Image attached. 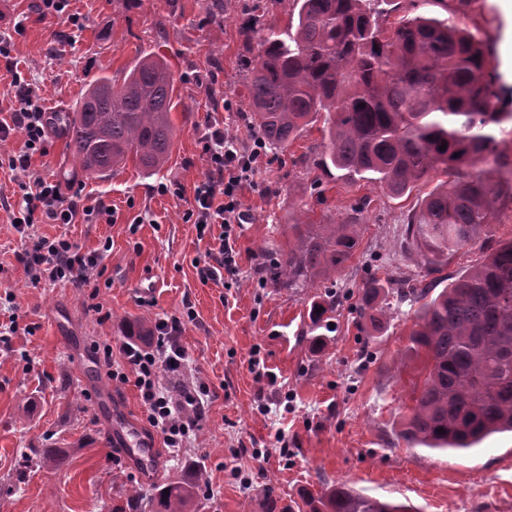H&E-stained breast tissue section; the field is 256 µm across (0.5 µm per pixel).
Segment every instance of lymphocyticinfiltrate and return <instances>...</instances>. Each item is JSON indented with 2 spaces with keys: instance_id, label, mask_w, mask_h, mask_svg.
Listing matches in <instances>:
<instances>
[{
  "instance_id": "obj_1",
  "label": "lymphocytic infiltrate",
  "mask_w": 512,
  "mask_h": 512,
  "mask_svg": "<svg viewBox=\"0 0 512 512\" xmlns=\"http://www.w3.org/2000/svg\"><path fill=\"white\" fill-rule=\"evenodd\" d=\"M11 34L0 33V58L12 74L11 84L17 102L9 118L0 117V146L11 135L21 133L24 148L18 152L0 149V167L23 174L20 183L22 203L12 212L11 222L21 235L30 239L31 248L18 259L35 271L36 281L64 282L80 289L90 286L98 276V253L82 252L77 244L63 237L49 239L32 236L38 224H72L83 219L88 224L111 222L112 211L104 204L87 205L81 190L66 194L58 182L43 177L32 166L34 156H47V132L50 117L41 99L30 90L25 75L13 57ZM202 151L209 168L194 187L193 204L187 219L193 220L198 237L208 239L210 246L202 266L198 268L201 282H220L236 267V228L242 223L241 192L250 181L263 152L262 138H254L250 146H242L224 130V123L206 118L200 136ZM186 321L179 317L158 320L154 339L139 342L130 338L119 349L104 345L101 365L110 380L133 383L138 390L149 425L159 433L165 447L182 448L194 432L208 406L207 399L187 391H173L161 385V375L183 377L187 365L186 351L181 343ZM120 354V364H113V354Z\"/></svg>"
}]
</instances>
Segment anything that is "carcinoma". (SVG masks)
Listing matches in <instances>:
<instances>
[{"label":"carcinoma","mask_w":512,"mask_h":512,"mask_svg":"<svg viewBox=\"0 0 512 512\" xmlns=\"http://www.w3.org/2000/svg\"><path fill=\"white\" fill-rule=\"evenodd\" d=\"M293 2L288 24L267 29L247 74L249 121L265 144H292L320 116L325 169L368 179L396 197L422 180L448 176L406 224L409 247L430 280L390 271L384 283L370 278L360 289V316L375 329L391 309L388 299L413 307L409 349L428 359L399 437L411 448L448 453L512 432V240L492 239L512 176L504 188L484 170L492 164L512 173V161L497 150L512 111L493 89L488 40L458 23L448 0H420L413 15L390 26L388 0ZM439 5L449 15L430 10ZM174 84L165 61L149 53L122 83L102 76L89 85L60 116L79 168L100 176L131 159L149 175L158 172L173 144ZM367 206L354 208L346 224L289 225L272 281L282 288L333 281L353 256ZM481 238L489 255L436 291L434 274ZM335 308L332 299L311 302L315 345L324 344L319 330ZM200 489L198 482L166 485L157 491L155 512H188ZM311 512L415 510L338 485Z\"/></svg>","instance_id":"carcinoma-1"}]
</instances>
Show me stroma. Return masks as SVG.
Here are the masks:
<instances>
[{
	"mask_svg": "<svg viewBox=\"0 0 512 512\" xmlns=\"http://www.w3.org/2000/svg\"><path fill=\"white\" fill-rule=\"evenodd\" d=\"M264 2L224 0L217 13L213 0H74L84 26L59 37L56 24L41 19L38 0H0V31L13 34V55L52 112L69 110L98 77L122 79L148 52L177 77L176 136L159 173L144 174L130 160L105 176L86 175L59 129L48 156L33 159L62 186L82 184L85 204L112 211L108 224L37 227L86 251L111 240L96 287L33 283L16 258L26 243L8 212L22 193L13 172L0 169V326L10 331L0 341V512H152L159 487L199 480L205 491L193 512H310L309 499L339 484L421 512H512V435L489 436L460 455L407 447L399 421L425 365L409 349L413 320L392 309L375 331L356 311L362 282L377 269L423 275L405 219L431 183L395 198L318 168L324 135L315 119L290 146L265 149L246 184L236 273L220 283L198 278L195 261L208 243L184 219L208 170L198 138L213 112L243 145L256 133L245 68L263 33L247 38L241 27ZM460 20L480 28L501 57L505 20L496 0H472ZM226 99L233 111H221ZM361 202L359 245L336 276L333 328L318 348L308 318L318 289L279 287L268 265L286 247L294 219L342 224ZM146 276L156 284L150 296L138 292ZM188 308L195 319L182 336L184 384L206 383L211 400L196 436L174 454L149 426L137 389L109 380L95 348L119 346L129 324ZM145 438L157 450L154 481L132 453Z\"/></svg>",
	"mask_w": 512,
	"mask_h": 512,
	"instance_id": "1",
	"label": "stroma"
}]
</instances>
